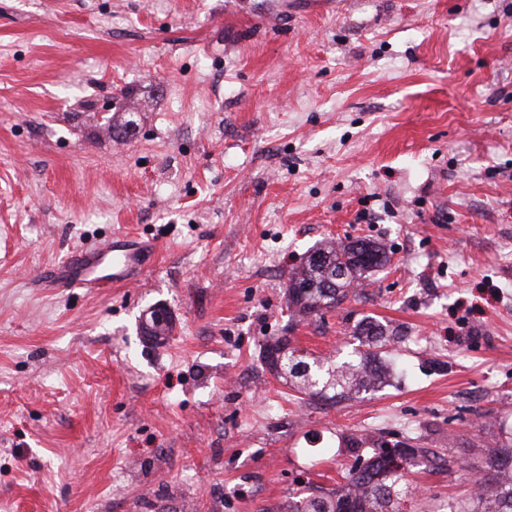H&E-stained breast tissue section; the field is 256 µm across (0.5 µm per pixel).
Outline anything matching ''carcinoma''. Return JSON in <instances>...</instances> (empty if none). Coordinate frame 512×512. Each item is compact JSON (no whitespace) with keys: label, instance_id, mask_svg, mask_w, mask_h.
<instances>
[{"label":"carcinoma","instance_id":"carcinoma-1","mask_svg":"<svg viewBox=\"0 0 512 512\" xmlns=\"http://www.w3.org/2000/svg\"><path fill=\"white\" fill-rule=\"evenodd\" d=\"M390 261L386 248L366 238L337 243L324 241L310 253L288 278V309L305 317H320L326 309L338 307L357 288ZM353 335L361 345L374 347L359 351L356 357L339 365L309 362L302 356L286 352L288 340L279 339L266 347L269 356L279 355L282 362L266 361L279 376L295 379L297 391L311 399H349L382 383L383 372L376 349H385L397 339L396 332L375 321L361 322ZM421 459L438 462L439 456L426 448H403L383 443L372 449L366 461L358 462L348 472L352 490L336 496L308 497L292 512H396L403 494L405 466ZM490 476L478 480L480 490L474 492L469 509L461 503L448 502L447 512H512V447L497 449L489 459Z\"/></svg>","mask_w":512,"mask_h":512}]
</instances>
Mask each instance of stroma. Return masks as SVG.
Wrapping results in <instances>:
<instances>
[{"label": "stroma", "instance_id": "1", "mask_svg": "<svg viewBox=\"0 0 512 512\" xmlns=\"http://www.w3.org/2000/svg\"><path fill=\"white\" fill-rule=\"evenodd\" d=\"M117 234L156 244L136 280L36 287ZM325 238L391 261L292 325ZM364 320L400 338L352 400L262 360ZM381 436L455 460L403 512L512 436V0H0V512H288Z\"/></svg>", "mask_w": 512, "mask_h": 512}]
</instances>
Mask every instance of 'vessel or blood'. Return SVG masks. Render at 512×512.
I'll return each mask as SVG.
<instances>
[{
  "label": "vessel or blood",
  "mask_w": 512,
  "mask_h": 512,
  "mask_svg": "<svg viewBox=\"0 0 512 512\" xmlns=\"http://www.w3.org/2000/svg\"><path fill=\"white\" fill-rule=\"evenodd\" d=\"M147 253L146 245L139 241L114 240L100 248L79 252L69 261L41 276L39 284L46 288L100 289L104 286L103 279L85 277L84 272L87 268L96 265L104 256H111L112 280L119 283L125 280L130 272L144 265Z\"/></svg>",
  "instance_id": "obj_1"
}]
</instances>
